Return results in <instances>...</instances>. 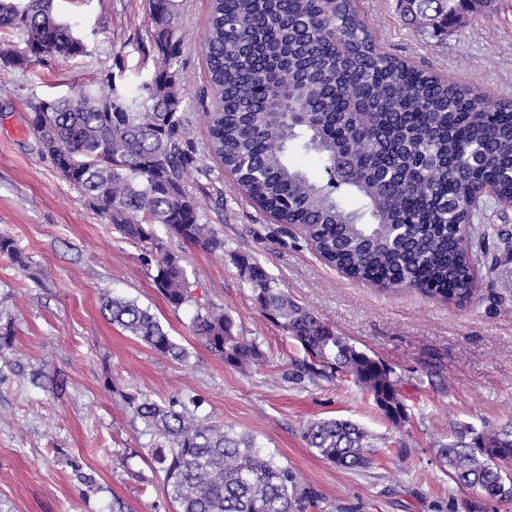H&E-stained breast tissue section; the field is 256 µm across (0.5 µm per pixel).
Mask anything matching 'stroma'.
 Instances as JSON below:
<instances>
[{
	"instance_id": "35a3bbf8",
	"label": "stroma",
	"mask_w": 512,
	"mask_h": 512,
	"mask_svg": "<svg viewBox=\"0 0 512 512\" xmlns=\"http://www.w3.org/2000/svg\"><path fill=\"white\" fill-rule=\"evenodd\" d=\"M210 0H183L180 71L197 170L188 192L203 223L224 237L209 253L170 240L182 258L196 304L173 309L157 290L155 260L104 223L41 156L28 100L63 96L72 86L113 77L134 89L158 61L148 38L146 0H54V13L81 36L86 54L27 68L0 66V234L28 256L20 269L0 254V326L13 343L0 349V512H176L151 461L155 436L133 417L123 394L156 402L195 398L197 416L254 437L321 494L315 512H512L450 479L438 458L457 426L475 431L512 422V209L486 202L496 227L474 262L476 293L465 303L428 299L347 279L326 265L300 232L274 223L236 195L221 162L207 151V85L202 54ZM380 51L512 99V0H487L439 40L404 20L398 0H357ZM255 257L289 297L337 335L393 369L404 413L392 422L344 374L293 379L301 346L263 316L236 264ZM150 309L187 349L166 358L114 327L104 295ZM224 308L265 359L241 371L212 353L189 328L197 305ZM345 418L376 439V463L344 470L308 448L307 423Z\"/></svg>"
}]
</instances>
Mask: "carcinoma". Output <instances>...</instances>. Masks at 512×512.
I'll return each mask as SVG.
<instances>
[{"instance_id":"obj_1","label":"carcinoma","mask_w":512,"mask_h":512,"mask_svg":"<svg viewBox=\"0 0 512 512\" xmlns=\"http://www.w3.org/2000/svg\"><path fill=\"white\" fill-rule=\"evenodd\" d=\"M484 0H400L405 18L444 39ZM180 0H148V34L159 65L133 92L107 78L69 96L29 101L41 151L123 237L156 253L154 283L175 310L194 296L170 238L208 252L224 238L201 223L186 190L196 160L186 140L179 80ZM0 34L31 48L22 58L0 50L6 66L25 68L86 53L53 12V0H0ZM212 111L209 144L234 177V192L282 224L297 227L329 265L352 279L427 298L466 302L474 295L469 208L481 181L512 194V101L488 104L470 88L443 82L377 51L355 0H212L205 36ZM314 154L312 176L289 150ZM0 253L28 262L13 239ZM237 265L263 315L305 351L297 377L350 376L392 421L404 411L393 370L293 302L248 254ZM112 325L179 361L186 349L136 302L106 297ZM194 335L236 369L263 359L221 308L197 309ZM155 429L153 459L177 512H309L317 491L247 435L198 418L178 400L158 404L125 396ZM308 447L338 468L374 464L371 435L349 419L309 423ZM448 476L479 498L512 500V426L473 433L464 426L439 450Z\"/></svg>"}]
</instances>
